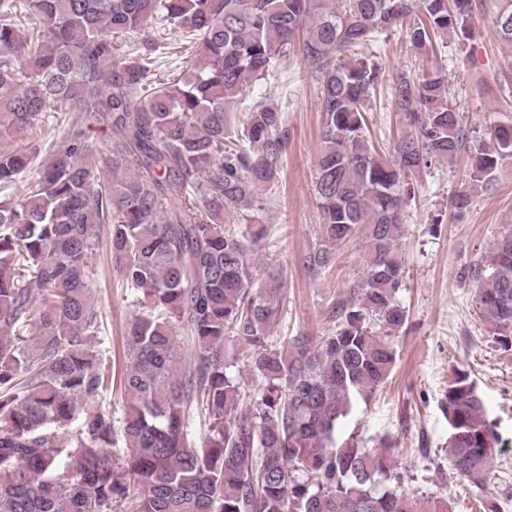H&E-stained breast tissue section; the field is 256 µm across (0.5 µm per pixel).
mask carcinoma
I'll list each match as a JSON object with an SVG mask.
<instances>
[{
	"mask_svg": "<svg viewBox=\"0 0 512 512\" xmlns=\"http://www.w3.org/2000/svg\"><path fill=\"white\" fill-rule=\"evenodd\" d=\"M476 0H0V512H454L448 498L401 490L388 435H340L393 373L408 322L406 175L466 152L469 179L492 185L512 158V124L471 139L434 68L392 75L407 133L392 159L369 144L363 112L385 68L369 53L398 28L425 53L473 37ZM512 43V0L494 17ZM190 60L168 73L167 34ZM298 51L320 85L314 182L319 243L308 272L351 240L363 275L318 337L274 341L280 272L260 271L263 211L288 147L268 97L236 105ZM48 112L67 129L45 157L12 137ZM100 131L104 146L89 142ZM107 228L112 265L140 312L130 325L115 418L108 357L92 342L99 311L91 259ZM500 349L512 351V226L471 272ZM192 338L180 353L176 330ZM261 383L241 404L238 345ZM448 462L484 483L501 438L470 372L448 381ZM205 440L189 442L194 417ZM81 421L76 432L70 424Z\"/></svg>",
	"mask_w": 512,
	"mask_h": 512,
	"instance_id": "1",
	"label": "carcinoma"
}]
</instances>
